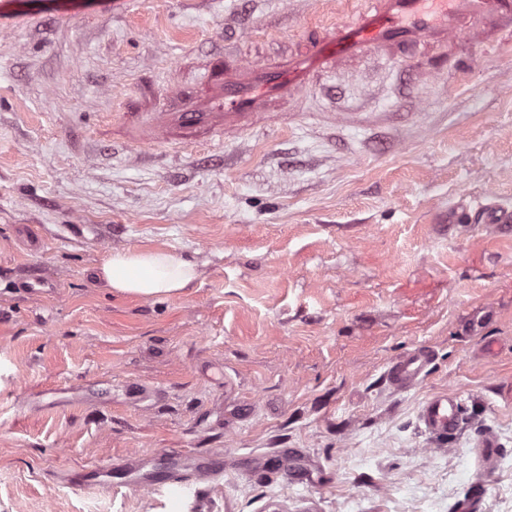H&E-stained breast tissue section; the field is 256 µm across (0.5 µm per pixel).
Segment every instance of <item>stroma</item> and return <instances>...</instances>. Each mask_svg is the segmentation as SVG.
Returning a JSON list of instances; mask_svg holds the SVG:
<instances>
[{"instance_id": "35a3bbf8", "label": "stroma", "mask_w": 512, "mask_h": 512, "mask_svg": "<svg viewBox=\"0 0 512 512\" xmlns=\"http://www.w3.org/2000/svg\"><path fill=\"white\" fill-rule=\"evenodd\" d=\"M348 2L0 0V512H190L130 474L67 481L168 448L221 458L195 483L212 512H512V234L448 222L512 206L506 31L449 46L469 71L356 60L223 144H127L128 113L198 90L214 53L288 56ZM127 248L199 277L111 292L97 269ZM421 346L428 376L394 390ZM444 390L462 420L436 441L418 412ZM476 220L482 224H500V227L509 230L512 223V210L497 204L489 195H486L484 202L476 207H472L471 203L466 205L465 200L462 199L448 222L466 227L468 225H462L463 222L471 224ZM430 362L428 351L417 348L388 365L386 376L399 390L414 388L427 375ZM498 448V440L492 435L485 436L476 448L477 466L486 479H489L494 472L491 465L492 460L497 458ZM71 482L82 488L99 489L112 487V463L106 468H88L75 472L71 477Z\"/></svg>"}]
</instances>
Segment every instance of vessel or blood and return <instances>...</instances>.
I'll list each match as a JSON object with an SVG mask.
<instances>
[{"mask_svg":"<svg viewBox=\"0 0 512 512\" xmlns=\"http://www.w3.org/2000/svg\"><path fill=\"white\" fill-rule=\"evenodd\" d=\"M494 27L512 28V0H358L341 20L309 36L301 53L274 63L244 62L226 53L212 56L201 76L203 96L180 93L165 111L147 113L131 142L141 147L160 140L223 141L227 134L252 129L255 116L299 96L316 75L335 73L341 61L352 57L375 53L394 60L421 57L430 70L443 72L448 68L449 40L463 36L482 44ZM450 221L506 228L512 226V210L488 197L477 206L459 204ZM429 362V352L417 348L392 361L386 376L397 389L408 390L426 376ZM461 408L455 394L435 393L422 403L419 420L426 433L441 440L458 430ZM498 448L491 435L479 442L476 460L484 476L492 475ZM169 454L171 465L165 476L143 479L140 489L185 486L189 470L199 478L224 474L220 459L209 457L193 465L188 452L173 448ZM71 481L82 488L108 489L112 470L83 469Z\"/></svg>","mask_w":512,"mask_h":512,"instance_id":"b4317fda","label":"vessel or blood"}]
</instances>
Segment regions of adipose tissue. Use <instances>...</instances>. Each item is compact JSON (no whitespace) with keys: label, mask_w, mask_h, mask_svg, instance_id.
Masks as SVG:
<instances>
[{"label":"adipose tissue","mask_w":512,"mask_h":512,"mask_svg":"<svg viewBox=\"0 0 512 512\" xmlns=\"http://www.w3.org/2000/svg\"><path fill=\"white\" fill-rule=\"evenodd\" d=\"M98 276L118 294L150 297L181 294L197 279L195 263L172 251H115L103 262Z\"/></svg>","instance_id":"obj_1"}]
</instances>
